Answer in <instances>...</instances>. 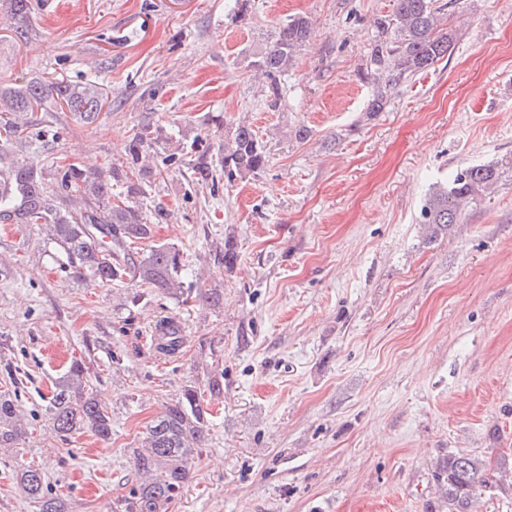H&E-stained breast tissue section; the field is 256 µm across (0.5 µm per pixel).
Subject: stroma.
<instances>
[{"mask_svg": "<svg viewBox=\"0 0 512 512\" xmlns=\"http://www.w3.org/2000/svg\"><path fill=\"white\" fill-rule=\"evenodd\" d=\"M390 0H54L30 40L0 19V81L100 84L90 126L45 115L49 156L121 160L146 122L191 131L217 154L249 123L270 158L257 176L199 183L157 176L155 242L183 254L194 297L132 304L135 283L77 280L34 224L0 223V361L24 365L25 435L0 449V512H39L11 473L42 463L67 512H116L135 484L132 448L187 384L224 374L210 433L168 512H425L448 453L512 452V171L426 240L429 191L460 168L512 158V0H453L463 36L450 57L367 117L357 80ZM312 20L278 111L244 57L288 16ZM226 125H207L212 115ZM310 130L297 142L298 125ZM232 237L239 261L217 249ZM217 290L214 309L198 292ZM165 317L185 344L158 354ZM112 414V439L63 440L47 399L71 360Z\"/></svg>", "mask_w": 512, "mask_h": 512, "instance_id": "1", "label": "stroma"}]
</instances>
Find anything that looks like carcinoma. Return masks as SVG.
Masks as SVG:
<instances>
[{
	"instance_id": "1",
	"label": "carcinoma",
	"mask_w": 512,
	"mask_h": 512,
	"mask_svg": "<svg viewBox=\"0 0 512 512\" xmlns=\"http://www.w3.org/2000/svg\"><path fill=\"white\" fill-rule=\"evenodd\" d=\"M0 1L8 4L6 16L14 22L16 36L28 39L33 0ZM444 10L438 0H393L390 13L374 18L372 48L358 71V79L372 88L367 115L384 111L406 83L452 53L461 33L447 23ZM310 25L308 16H292L275 28L271 41L247 56V67L264 78V101L270 111L281 106L282 78L306 46ZM107 100L108 94L94 82L31 79L0 85V223L41 225L79 280L99 286L129 280L146 287L133 293V305L147 295H167L186 302L185 262L177 247L163 243L151 245L146 252L131 249L132 244L153 238L154 224L143 211V201L152 189V168L146 165V157L170 142L163 128L150 123L139 126L126 146L123 161L93 172L42 157V117L38 113L70 112L77 122L92 125ZM179 149L175 146V152L167 154L163 162L189 165L203 180L214 179V172L220 169L232 183L258 174L268 163L266 144L245 124L237 125L225 138L214 163L202 156L186 159ZM509 169L512 159L468 166L436 186L418 216L427 237L451 231L466 208L493 190ZM219 257L224 268L236 267L239 254L232 239H224ZM160 328L165 342L158 351L178 353L183 344L180 323L170 318L162 321ZM89 370L83 362L72 364L49 398L50 429L64 440L81 429L104 442L112 437L109 412L84 391ZM0 374L11 387L0 392L1 449L14 447L25 434L16 393L26 373L7 361ZM223 379L224 373H215L203 389L186 386L152 421L141 446L132 450L139 480L121 512H167L208 440L209 412L203 406V391L220 397ZM433 479L445 512H475L476 496L482 492L512 495V461L505 454L492 463L479 456L450 453L435 462ZM16 480L26 497L39 503L40 512H66L61 496L48 491L40 464L29 462L16 473Z\"/></svg>"
}]
</instances>
